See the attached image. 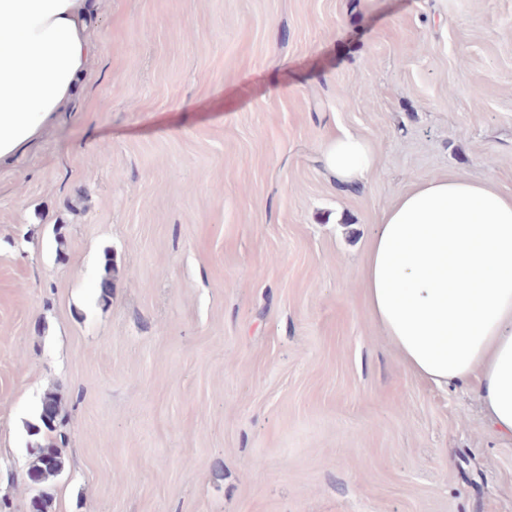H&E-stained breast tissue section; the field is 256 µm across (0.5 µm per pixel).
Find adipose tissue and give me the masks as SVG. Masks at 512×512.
<instances>
[{"label": "adipose tissue", "mask_w": 512, "mask_h": 512, "mask_svg": "<svg viewBox=\"0 0 512 512\" xmlns=\"http://www.w3.org/2000/svg\"><path fill=\"white\" fill-rule=\"evenodd\" d=\"M88 0H0V162L39 138L93 57ZM324 166L354 189L377 157L362 137L325 141ZM372 319L406 369L473 387L512 440V197L458 178L422 182L383 211L364 271Z\"/></svg>", "instance_id": "1"}]
</instances>
